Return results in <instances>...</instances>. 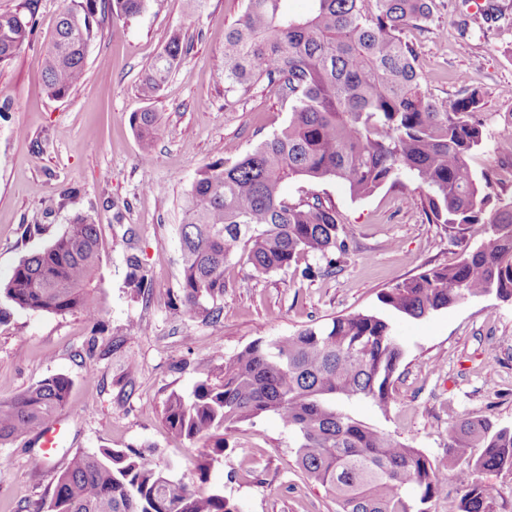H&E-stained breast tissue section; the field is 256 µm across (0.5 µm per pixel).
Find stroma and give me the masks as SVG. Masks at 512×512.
Instances as JSON below:
<instances>
[{
	"label": "stroma",
	"instance_id": "35a3bbf8",
	"mask_svg": "<svg viewBox=\"0 0 512 512\" xmlns=\"http://www.w3.org/2000/svg\"><path fill=\"white\" fill-rule=\"evenodd\" d=\"M498 6L487 18L482 5ZM72 0H0L1 11L31 8L34 33L0 65V282L19 262L60 235L76 214L99 228L103 264L94 290L98 322L78 312L57 315L10 309L0 320V399L45 378L72 382L68 433L44 460L39 429L0 444V512H28L54 487L77 451L133 449L200 488L202 448L173 434L164 420L171 392L190 393L208 365L222 363L258 339L288 336L336 316L377 310L380 293L424 268L456 263L479 227L450 235L428 223L413 182L365 198L329 180L291 181L284 196L313 191L332 201L349 229L350 251L334 273L301 279L292 271L260 274L232 260L217 300L219 324L172 307L180 292L179 226L185 196L198 171L251 151L288 123L276 88L261 83L230 92L224 83V30L244 13L245 0H150L145 11L103 25L91 43L82 83L62 99L43 91L41 58L56 22ZM467 21L469 41L456 24ZM181 29L192 48L156 97L138 92L142 73ZM419 64L434 99L448 102L462 85L484 94L486 142L472 167L512 175L495 143L512 136V0H434L424 32H413ZM157 112L163 128L150 162H143L133 113ZM138 259L147 287L127 285ZM405 355L394 377L393 402L348 403L347 411L440 464L448 430L468 416L512 427V301L468 298L421 319L391 315ZM210 486L223 489L242 512H336L333 497L296 462L295 436L272 416L226 432Z\"/></svg>",
	"mask_w": 512,
	"mask_h": 512
}]
</instances>
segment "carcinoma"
<instances>
[{"instance_id": "1", "label": "carcinoma", "mask_w": 512, "mask_h": 512, "mask_svg": "<svg viewBox=\"0 0 512 512\" xmlns=\"http://www.w3.org/2000/svg\"><path fill=\"white\" fill-rule=\"evenodd\" d=\"M149 0H73L42 58L44 91L67 96L84 77L90 44L105 21L142 13ZM285 0H246L245 13L224 33V83L248 91L265 82L288 102L281 131L232 162L204 166L184 201L179 226L183 281L177 306L203 307L224 296V271L234 257L258 273L293 270L317 275L300 259L346 252V224L318 196L288 200V180L338 179L352 196L403 185L409 175L423 191L428 222L456 235L479 224L484 239L465 247L456 264L433 266L379 296L380 303L419 319L462 299L494 294L512 300V198L485 192L495 171L476 174L473 154L484 141L483 93L467 85L446 105L428 92L419 52L407 32H422L433 0H309L293 15ZM33 16L0 12V65L30 40ZM189 38L176 30L145 71L140 95L154 97L188 54ZM142 154L150 157L161 133L158 114H133ZM102 262L99 225L76 215L51 245L23 259L0 283L12 306L98 320L91 293ZM128 286L136 296L145 275L130 262ZM404 350L389 322L369 311L308 324L275 339H257L224 362L203 369L189 395L165 402L170 430L205 452L197 468L207 482L224 454V433L273 415L296 433L297 462L336 500L339 512H430L448 494L444 472L456 476L460 512H499L498 492L475 475L512 469V428L487 417H466L448 430L447 459L434 466L417 448L343 409L368 399L382 410ZM71 380L58 374L0 400V444L24 436L68 405ZM481 453L473 456L472 449ZM33 512H242L218 488L191 489L158 463L132 450L100 448L73 453L56 484Z\"/></svg>"}]
</instances>
